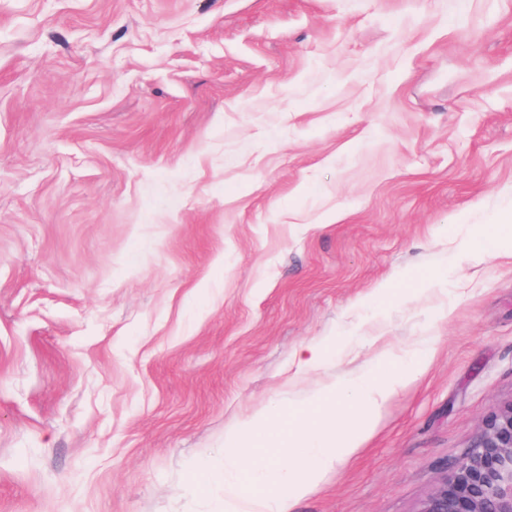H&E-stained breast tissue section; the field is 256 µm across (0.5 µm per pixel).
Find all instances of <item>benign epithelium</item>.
Segmentation results:
<instances>
[{
  "instance_id": "obj_1",
  "label": "benign epithelium",
  "mask_w": 512,
  "mask_h": 512,
  "mask_svg": "<svg viewBox=\"0 0 512 512\" xmlns=\"http://www.w3.org/2000/svg\"><path fill=\"white\" fill-rule=\"evenodd\" d=\"M416 512H512V402L487 417L466 456Z\"/></svg>"
}]
</instances>
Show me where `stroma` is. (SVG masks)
Listing matches in <instances>:
<instances>
[{
    "mask_svg": "<svg viewBox=\"0 0 512 512\" xmlns=\"http://www.w3.org/2000/svg\"><path fill=\"white\" fill-rule=\"evenodd\" d=\"M507 213L512 0H0V512H216L426 338L293 509L416 512L512 401Z\"/></svg>",
    "mask_w": 512,
    "mask_h": 512,
    "instance_id": "obj_1",
    "label": "stroma"
}]
</instances>
